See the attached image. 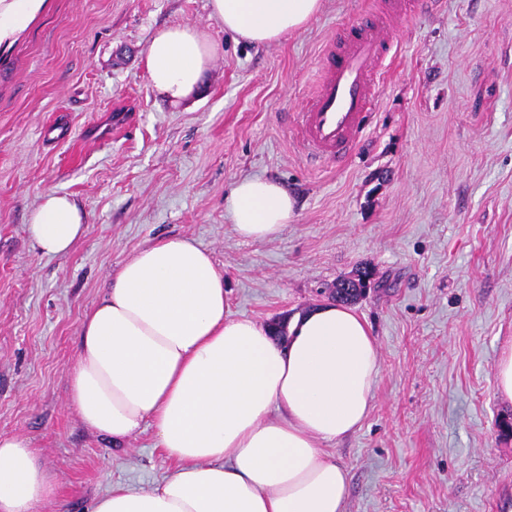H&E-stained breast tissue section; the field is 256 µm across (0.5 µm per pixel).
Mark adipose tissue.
<instances>
[{"instance_id":"1","label":"adipose tissue","mask_w":512,"mask_h":512,"mask_svg":"<svg viewBox=\"0 0 512 512\" xmlns=\"http://www.w3.org/2000/svg\"><path fill=\"white\" fill-rule=\"evenodd\" d=\"M325 0H208L225 31L279 42L321 13ZM46 0H0V46H10ZM214 47L195 26L159 29L145 54L152 88L170 102L202 84ZM245 240L276 238L296 213L278 181L239 179L226 203ZM86 216L69 195L46 193L28 233L48 256L67 254ZM381 370L370 327L351 307L297 314L289 340L231 317L224 276L184 238L141 249L84 316L71 402L94 431L125 442L152 423L174 472L148 489L115 487L92 512H343L349 472L325 444L361 428ZM57 492L28 437H0V512H37Z\"/></svg>"}]
</instances>
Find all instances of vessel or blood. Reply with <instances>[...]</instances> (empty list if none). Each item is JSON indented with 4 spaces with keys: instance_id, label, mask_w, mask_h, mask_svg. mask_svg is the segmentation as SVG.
<instances>
[{
    "instance_id": "obj_1",
    "label": "vessel or blood",
    "mask_w": 512,
    "mask_h": 512,
    "mask_svg": "<svg viewBox=\"0 0 512 512\" xmlns=\"http://www.w3.org/2000/svg\"><path fill=\"white\" fill-rule=\"evenodd\" d=\"M408 0H367L361 14L322 54L317 85L292 127L307 157L343 164L381 94L376 66L393 51L387 31L405 22Z\"/></svg>"
}]
</instances>
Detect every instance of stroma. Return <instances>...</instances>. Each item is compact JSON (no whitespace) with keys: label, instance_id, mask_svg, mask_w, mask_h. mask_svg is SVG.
Returning a JSON list of instances; mask_svg holds the SVG:
<instances>
[{"label":"stroma","instance_id":"obj_1","mask_svg":"<svg viewBox=\"0 0 512 512\" xmlns=\"http://www.w3.org/2000/svg\"><path fill=\"white\" fill-rule=\"evenodd\" d=\"M46 2L0 47V435L28 437L55 476L39 512H91L176 468L151 424L116 445L70 402L83 317L120 265L169 237L209 251L230 315L263 326L370 271L353 307L380 353L372 409L325 446L350 474L343 512H512V402L495 388L512 343V0H410L359 147L335 169L306 162L290 115L363 0H325L269 46L225 32L207 0ZM178 24L216 53L173 104L144 58ZM245 176L297 200L275 239L233 230L226 198ZM51 191L87 214L62 257L26 230Z\"/></svg>","mask_w":512,"mask_h":512}]
</instances>
